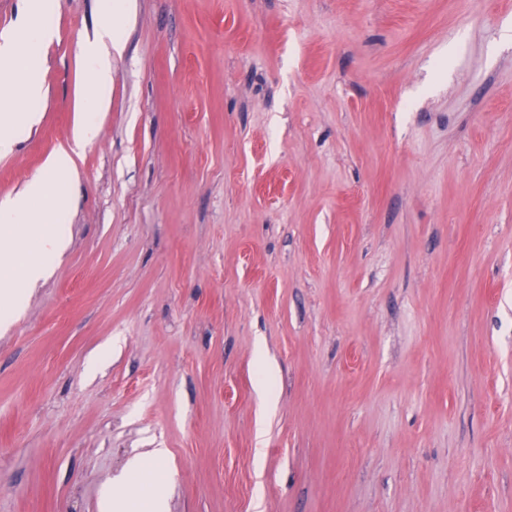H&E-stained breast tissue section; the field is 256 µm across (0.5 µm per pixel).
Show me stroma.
I'll return each mask as SVG.
<instances>
[{
  "label": "stroma",
  "mask_w": 512,
  "mask_h": 512,
  "mask_svg": "<svg viewBox=\"0 0 512 512\" xmlns=\"http://www.w3.org/2000/svg\"><path fill=\"white\" fill-rule=\"evenodd\" d=\"M133 4L0 330V512H100L150 448L167 512H512V0ZM100 18L47 16L0 197L70 140Z\"/></svg>",
  "instance_id": "1"
}]
</instances>
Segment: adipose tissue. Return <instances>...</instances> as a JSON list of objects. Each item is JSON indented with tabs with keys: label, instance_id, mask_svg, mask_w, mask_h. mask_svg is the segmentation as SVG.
<instances>
[{
	"label": "adipose tissue",
	"instance_id": "ef3b65f1",
	"mask_svg": "<svg viewBox=\"0 0 512 512\" xmlns=\"http://www.w3.org/2000/svg\"><path fill=\"white\" fill-rule=\"evenodd\" d=\"M100 2V25L80 47L87 89L71 140L47 157L41 175L22 191L0 198V315L4 317L23 309L30 286L68 245L69 185L76 177L75 159L98 134L97 118L109 109L112 99V58L125 48L114 32V18L129 12L127 0ZM56 8L57 0H23L18 21L0 33V155L13 151L17 125L30 129L40 122L39 113H17L13 87L24 82L31 103L45 97L36 73L43 63L42 51L54 37L43 19ZM20 239L28 243V250L14 249ZM166 454V449L153 448L131 460L122 479L142 483L143 495L128 500L104 493L101 512H166L161 492L171 481L164 466Z\"/></svg>",
	"mask_w": 512,
	"mask_h": 512
}]
</instances>
